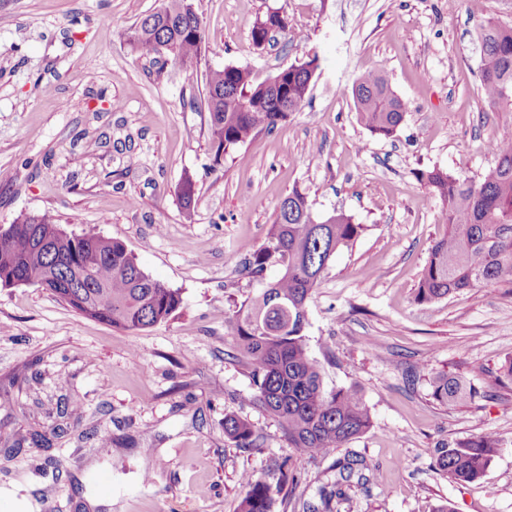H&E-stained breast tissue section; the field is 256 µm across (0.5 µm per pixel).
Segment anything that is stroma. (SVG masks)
<instances>
[{
    "instance_id": "35a3bbf8",
    "label": "stroma",
    "mask_w": 512,
    "mask_h": 512,
    "mask_svg": "<svg viewBox=\"0 0 512 512\" xmlns=\"http://www.w3.org/2000/svg\"><path fill=\"white\" fill-rule=\"evenodd\" d=\"M162 3L0 0V225L48 213L67 233L118 239L182 298L166 322L125 331L49 290L0 287V489L28 493L32 512H239L251 472L290 488L274 512H304L331 490L337 461L355 456L368 481L339 512H512V382L499 373L512 359V281L415 298L444 230L418 172L480 181L494 164L485 142L512 138V113L481 89L469 0H192L208 39L188 71L125 40ZM271 8L291 31L256 47L251 28ZM314 54L301 110L215 163L207 115L190 104L207 72L232 64L262 81ZM369 71L407 104L393 137L357 119L350 89ZM187 174L189 221L178 196ZM295 188L314 213L341 210L364 227L324 272L305 336L325 388L357 387L372 425L314 458L254 402L225 323L278 276L271 266L254 278L245 263ZM437 372L478 397L437 402ZM228 413L261 447L225 435ZM484 433L502 444L481 479L435 467L436 448ZM107 490L111 506L88 507Z\"/></svg>"
}]
</instances>
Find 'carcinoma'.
<instances>
[{"instance_id":"obj_1","label":"carcinoma","mask_w":512,"mask_h":512,"mask_svg":"<svg viewBox=\"0 0 512 512\" xmlns=\"http://www.w3.org/2000/svg\"><path fill=\"white\" fill-rule=\"evenodd\" d=\"M289 31L288 18L278 10L256 19L252 40L262 46L273 32ZM207 34L191 0H164L139 17L126 34L131 49L143 57H167L190 70L198 62ZM480 82L485 98L498 112H512V25L492 17L479 28ZM319 59L280 68L257 82L242 67L226 65L209 71L204 111L215 163L260 133H271L306 101ZM359 121L372 134L389 138L404 121L406 103L378 72L361 75L351 89ZM495 164L483 180L473 183L434 168L420 173L442 204L443 234L431 248L416 288L417 301L431 302L453 293L512 280V139L495 141ZM184 217L192 221L196 185L185 175L178 188ZM332 223L315 217L308 197L295 188L283 198L268 230L267 245L253 251L250 273L270 265L280 275L257 289L225 319L250 369L254 401L274 416L289 447L314 456L340 448L371 424L369 409L354 388H324L321 366L310 355L304 330L307 305L322 274L338 250L348 246L362 227L336 213ZM88 262L95 264L93 287L81 281ZM42 280L55 296L85 317L115 328L138 331L165 322L180 307L178 291L153 279L135 256L116 239L94 232H64L47 213L25 215L12 223L9 238L0 241V280L22 276ZM432 395L453 403L480 392L464 389L453 377L432 378ZM224 434L239 448L257 447L246 420L224 416ZM494 434H481L454 447L437 449L434 464L458 483L484 476L500 448ZM360 459L340 464L336 491L323 494L308 512H332L331 499H344V487L368 481ZM241 512H271L281 482L253 474L242 479Z\"/></svg>"}]
</instances>
